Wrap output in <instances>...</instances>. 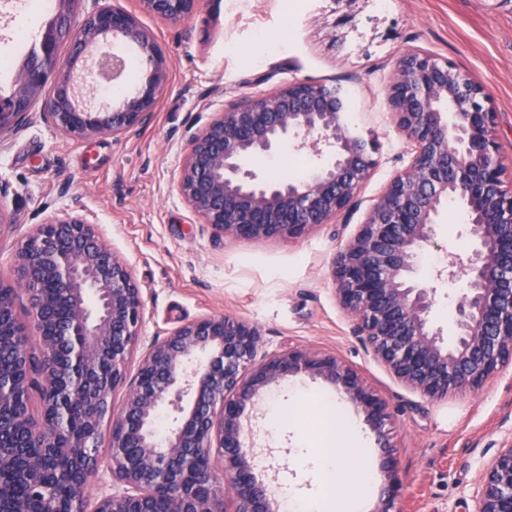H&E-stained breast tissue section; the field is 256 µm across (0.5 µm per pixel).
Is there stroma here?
<instances>
[{
    "label": "stroma",
    "instance_id": "stroma-1",
    "mask_svg": "<svg viewBox=\"0 0 512 512\" xmlns=\"http://www.w3.org/2000/svg\"><path fill=\"white\" fill-rule=\"evenodd\" d=\"M137 13L165 53L169 78L151 120L115 138L74 139L34 117L0 136V206L14 216L0 233V281L13 278L16 242L39 224L85 215L132 269L145 305L143 341L178 325L230 314L256 325L261 348L297 347L332 354L357 369L394 414V455L402 484L396 512H477L479 473L512 443V366L477 391L431 401L399 383L354 334L331 275L332 260L358 233L369 207L409 162L387 88L411 51L453 64L483 87L497 114L495 136L512 163V0H203L189 18L170 23L142 13L139 0H80L72 19L104 7ZM20 0H0V50L18 61L33 48L20 38ZM296 82L339 85L359 115V133L377 144V165L356 207L296 240L219 236L178 190L191 133L225 104ZM461 212L439 218L433 260L417 278L435 282L434 322L450 328L461 282L437 279L452 254L466 252ZM260 402L255 446L273 486L319 490L298 459L296 433L270 429Z\"/></svg>",
    "mask_w": 512,
    "mask_h": 512
}]
</instances>
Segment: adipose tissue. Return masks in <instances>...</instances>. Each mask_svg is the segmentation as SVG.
I'll list each match as a JSON object with an SVG mask.
<instances>
[{"mask_svg":"<svg viewBox=\"0 0 512 512\" xmlns=\"http://www.w3.org/2000/svg\"><path fill=\"white\" fill-rule=\"evenodd\" d=\"M327 406L330 419L324 445L309 457L321 476L323 491L309 497L300 495L292 486H282L278 494L285 512H345L373 480L361 424L347 415L337 400H328Z\"/></svg>","mask_w":512,"mask_h":512,"instance_id":"obj_1","label":"adipose tissue"}]
</instances>
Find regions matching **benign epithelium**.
Returning <instances> with one entry per match:
<instances>
[{
	"mask_svg": "<svg viewBox=\"0 0 512 512\" xmlns=\"http://www.w3.org/2000/svg\"><path fill=\"white\" fill-rule=\"evenodd\" d=\"M80 0H54L50 18L23 59L8 94H0V134L32 120V107L74 138L126 135L148 122L166 84V57L153 34L124 8L88 14L71 27ZM142 9L177 23L202 0H140ZM116 40L135 44L151 72L117 106H95L85 78L112 85L126 77ZM72 45L56 68L61 43ZM53 92L42 97L47 85ZM410 161L369 208L354 239L333 259L332 275L354 332L398 381L431 400L481 389L512 363V186L493 131L496 113L483 88L453 65L419 52L400 58L388 90ZM346 95L336 86L296 83L230 103L189 140L179 190L192 210L222 235L298 239L350 210L376 166L374 141L345 126ZM329 157L299 180H265L244 166L282 142ZM459 205L469 253L453 256L448 281L464 276L453 320V344L432 319L436 288L414 278L418 260L436 246L448 204ZM14 276L24 289L29 324L15 312V289L0 283V470L37 492L56 476L73 492L50 512H86L100 472V429L112 420L109 447L124 448L108 472L119 489L104 490L93 512H277L253 451L255 406L289 379L331 386L364 415L384 453L385 481L374 512H392L401 486L392 452L387 400L333 355L297 348L261 352L260 330L230 315L186 323L143 346L135 379L127 365L139 340L144 304L130 266L95 225L76 213L40 224L17 245ZM54 288L68 311L46 292ZM38 353H33L31 343ZM37 355L43 419L31 421L20 398L28 382L14 366ZM125 391L119 413L112 397ZM165 405L174 425L156 426ZM43 442L35 456L31 441ZM221 473H216L214 460ZM478 512H512V444L478 476ZM0 512H30L0 491Z\"/></svg>",
	"mask_w": 512,
	"mask_h": 512,
	"instance_id": "1",
	"label": "benign epithelium"
}]
</instances>
